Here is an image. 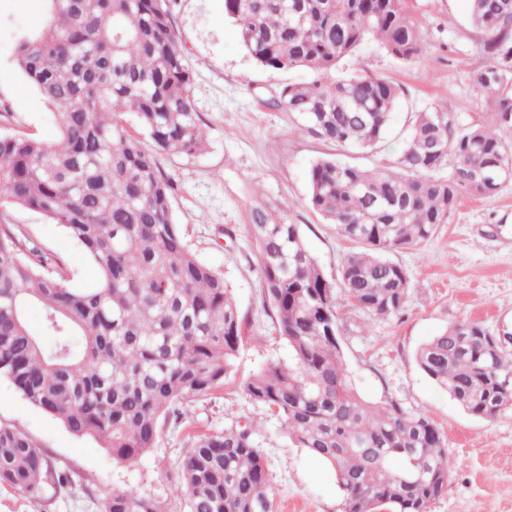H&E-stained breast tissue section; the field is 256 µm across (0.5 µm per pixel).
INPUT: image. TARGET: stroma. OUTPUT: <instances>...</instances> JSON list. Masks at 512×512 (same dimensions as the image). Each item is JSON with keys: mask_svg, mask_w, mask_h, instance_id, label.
<instances>
[{"mask_svg": "<svg viewBox=\"0 0 512 512\" xmlns=\"http://www.w3.org/2000/svg\"><path fill=\"white\" fill-rule=\"evenodd\" d=\"M421 24L425 51L406 62L375 46L336 73L361 64L399 88L396 119L377 147H337L304 130L294 113L273 106L280 88L302 71L258 66L224 17V0H175L178 47L193 73V97L206 147L192 157L159 154L161 171L175 182L173 212L191 250L222 272L241 314L243 342L223 385L187 403L183 419L170 423L153 451L134 465L113 461L89 437L70 434L33 407L7 378H0V420L27 431L56 468L69 471L64 489L45 488L32 498L0 486V512H102L115 490L151 493L178 508L180 490L171 475L195 435L232 422H255L268 464L274 512H337L339 490L325 465L293 444L279 420L244 393L245 383L273 361H287L288 345L276 335L263 305L256 247L247 216L256 193L299 225L310 253L336 280L344 259L360 243L342 237L309 205L307 174L313 162L332 158L362 167L396 166L417 112L439 104L457 124L479 113L473 74L488 64L481 36L468 19V0H408ZM43 0H0V108L10 122L0 132H24L45 141L57 130L40 94L16 64V45L44 20ZM23 225L47 252L61 255L76 283L89 287L97 271L62 226L26 209L0 208V224ZM409 275L402 312L393 317L343 314L339 337L356 389L369 401H394L431 421L443 435L453 488L430 512H512V410L483 419L471 415L419 368L418 349L462 320L490 332L512 326V181L492 196L463 195L447 223L419 247L392 253Z\"/></svg>", "mask_w": 512, "mask_h": 512, "instance_id": "1", "label": "stroma"}]
</instances>
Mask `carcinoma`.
Here are the masks:
<instances>
[{
    "label": "carcinoma",
    "mask_w": 512,
    "mask_h": 512,
    "mask_svg": "<svg viewBox=\"0 0 512 512\" xmlns=\"http://www.w3.org/2000/svg\"><path fill=\"white\" fill-rule=\"evenodd\" d=\"M168 2L45 0L46 24L20 38L16 63L49 106L58 140L0 133V208L61 225L98 272L95 287H79L58 256L18 225L0 224V377L126 464L152 452L184 405L224 384L243 342L224 276L191 251L173 213L174 181L156 162L206 144ZM224 16L260 67L312 75L282 86L274 102L346 148L386 138L398 89L362 69L338 78L339 62L367 42L402 60L424 52L405 0H224ZM469 20L490 56L474 76L485 116L459 126L435 104L417 113L397 168L322 158L309 169L311 208L364 244L341 268L353 311L401 313L409 278L388 254L432 237L462 192L491 196L512 181V141L498 132L512 125V0H469ZM127 114L153 151L128 133ZM248 232L290 358L255 373L247 396L334 471L339 512H429L452 490L441 433L396 402L367 401L352 384L338 339L341 298L300 225L257 200ZM33 309L42 315L38 333L28 325ZM417 361L472 415L512 410V351L482 325L453 324L420 347ZM174 479L180 512H273L268 461L250 425L197 436ZM68 484L28 433L0 421V486L38 498L47 485ZM103 512L172 510L148 493L114 491Z\"/></svg>",
    "instance_id": "carcinoma-1"
}]
</instances>
